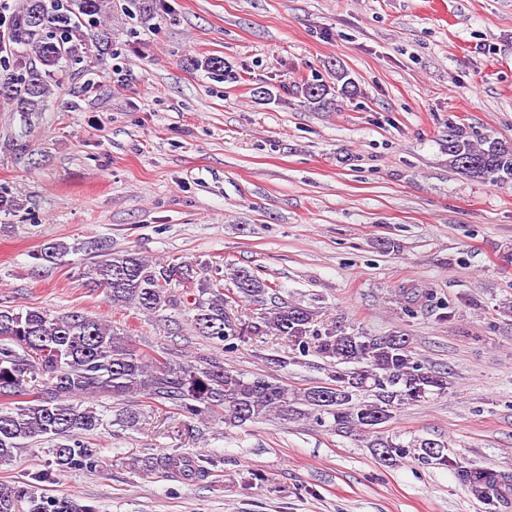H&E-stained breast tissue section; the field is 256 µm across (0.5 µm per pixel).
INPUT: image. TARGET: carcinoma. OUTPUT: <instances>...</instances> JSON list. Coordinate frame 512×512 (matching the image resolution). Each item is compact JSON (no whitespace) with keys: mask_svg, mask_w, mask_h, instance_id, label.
<instances>
[{"mask_svg":"<svg viewBox=\"0 0 512 512\" xmlns=\"http://www.w3.org/2000/svg\"><path fill=\"white\" fill-rule=\"evenodd\" d=\"M148 21L161 0H126ZM112 0H20L12 13L7 39L0 42V104L24 121L44 112L68 69L87 71L113 56L108 20ZM193 70L232 77L219 56L189 57ZM342 67L332 81L308 80L299 93L314 111L329 110L336 98L355 93ZM448 165L459 173L500 185L512 184V143L469 126H448ZM76 245L50 242L35 259L54 263ZM88 282L104 290L112 307L132 306L153 314L176 305L173 289L198 288L190 325L198 336L232 349L258 336H276L295 353L311 352L332 367L327 379L290 388L264 374L247 375L201 358L182 362L139 352L130 336L100 319L71 311L53 315L41 308L0 306V398L26 400L0 405V463L14 450L48 440L47 468L31 482L0 487V512H95L74 494L53 496L39 487L55 472L92 460L83 438L104 429L107 421L85 402L106 395L138 394L150 403L170 405L190 418L219 417L243 426L278 415L283 420L312 421L340 436H354L368 447L385 449L383 461L414 455L456 471L469 492L481 500L506 501L507 477L491 468L468 465L450 455L437 440L405 444L369 420L392 419L406 406L448 394V372L414 356L402 332L371 335L334 321L316 323L314 312L283 300L278 289L251 269L239 267L224 284L182 261L153 262L135 252H107L83 269ZM257 304L247 318L233 306Z\"/></svg>","mask_w":512,"mask_h":512,"instance_id":"carcinoma-1","label":"carcinoma"}]
</instances>
